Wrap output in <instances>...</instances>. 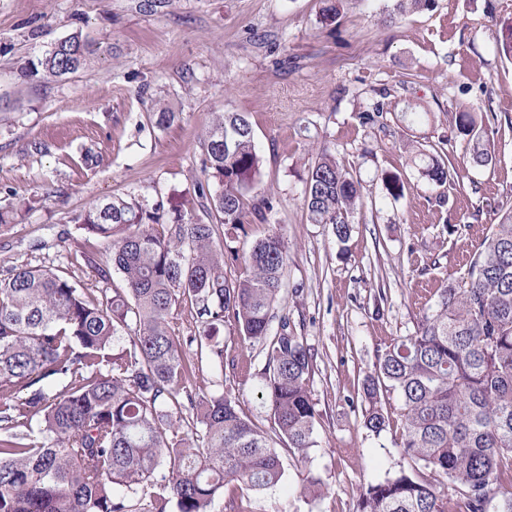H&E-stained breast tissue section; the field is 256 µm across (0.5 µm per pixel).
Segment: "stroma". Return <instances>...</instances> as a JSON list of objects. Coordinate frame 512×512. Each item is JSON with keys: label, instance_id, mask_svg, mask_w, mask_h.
Instances as JSON below:
<instances>
[{"label": "stroma", "instance_id": "35a3bbf8", "mask_svg": "<svg viewBox=\"0 0 512 512\" xmlns=\"http://www.w3.org/2000/svg\"><path fill=\"white\" fill-rule=\"evenodd\" d=\"M395 0H342L338 23L320 21L322 0H0V273L50 266L89 284L81 253L109 261L105 244L76 221L92 202L134 196L164 210L193 204L204 177L201 142L215 113H247L263 157L255 193L275 199L267 222L246 217V243L276 232L288 248L273 317L288 316L311 349L316 444L283 447L285 476L252 496L251 512H357L368 484L411 461L393 420L362 424L361 383L393 340L410 336L438 289L463 275L470 254L512 209V61L497 43L512 28V0H435L386 23ZM81 32L112 46L87 70L46 82L22 67L51 43ZM386 103V124L361 112ZM176 112L156 127L155 103ZM470 102L489 116V167L469 165L473 144L450 116ZM410 103L432 117L395 118ZM451 153L463 189L439 188L412 169L409 139ZM350 164L363 203L346 243L313 224L303 205L307 167L321 150ZM407 173L396 200L383 172ZM197 384L230 389L262 430L272 421L259 393L265 356L224 328V362H198ZM322 491H305L307 478Z\"/></svg>", "mask_w": 512, "mask_h": 512}]
</instances>
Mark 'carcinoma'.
<instances>
[{
	"instance_id": "1",
	"label": "carcinoma",
	"mask_w": 512,
	"mask_h": 512,
	"mask_svg": "<svg viewBox=\"0 0 512 512\" xmlns=\"http://www.w3.org/2000/svg\"><path fill=\"white\" fill-rule=\"evenodd\" d=\"M434 0H396L389 21ZM100 46L73 33L22 68L61 79L88 67ZM487 114L464 103L453 128L477 142L470 166L492 163L480 145ZM198 207L164 220L136 197L86 206L76 220L112 247V266L83 253L94 273L83 287L50 268L13 267L0 277V512H214L224 488L260 494L285 475L280 442L316 445L310 390L313 356L271 310L288 258L270 233L248 252L234 246L262 159L249 116H214L203 139ZM417 172L448 191L460 186L455 158L407 145ZM404 197L406 179L382 175ZM361 183L328 150L308 169L304 201L312 224L343 243ZM243 260L231 275L229 263ZM125 288H112V270ZM196 308L200 328L184 336L175 312ZM265 350L262 399L268 434L238 401L195 382L187 351L224 364V324ZM122 336L128 344L118 348ZM402 403L398 441L411 470L365 487L359 512H512V211L482 240L458 281L437 294L414 335L385 348L362 383L363 426H390L381 392ZM443 485L441 493L436 486ZM125 489L121 495L114 488Z\"/></svg>"
}]
</instances>
